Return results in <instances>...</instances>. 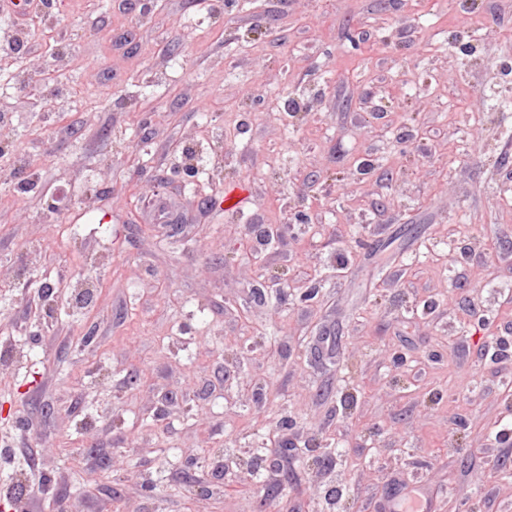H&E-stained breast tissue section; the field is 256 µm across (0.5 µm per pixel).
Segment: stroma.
<instances>
[{
	"label": "stroma",
	"mask_w": 512,
	"mask_h": 512,
	"mask_svg": "<svg viewBox=\"0 0 512 512\" xmlns=\"http://www.w3.org/2000/svg\"><path fill=\"white\" fill-rule=\"evenodd\" d=\"M37 2L0 8L7 512H512V0ZM411 497L416 500L419 505L412 510H420L419 512H435L439 510V501L428 490L422 493V496L412 490L405 492L401 495L394 497L391 500L389 507L386 509L388 512H406L407 503L406 498Z\"/></svg>",
	"instance_id": "stroma-1"
}]
</instances>
